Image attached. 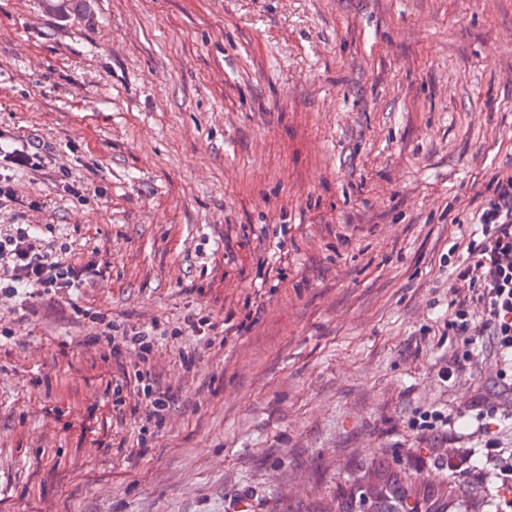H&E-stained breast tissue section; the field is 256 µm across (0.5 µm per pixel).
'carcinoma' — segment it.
Returning <instances> with one entry per match:
<instances>
[{
	"label": "carcinoma",
	"instance_id": "carcinoma-1",
	"mask_svg": "<svg viewBox=\"0 0 512 512\" xmlns=\"http://www.w3.org/2000/svg\"><path fill=\"white\" fill-rule=\"evenodd\" d=\"M479 497L444 472L412 476L385 459L357 466L336 488V503L303 512H482Z\"/></svg>",
	"mask_w": 512,
	"mask_h": 512
}]
</instances>
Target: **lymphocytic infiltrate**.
<instances>
[{"instance_id": "1", "label": "lymphocytic infiltrate", "mask_w": 512, "mask_h": 512, "mask_svg": "<svg viewBox=\"0 0 512 512\" xmlns=\"http://www.w3.org/2000/svg\"><path fill=\"white\" fill-rule=\"evenodd\" d=\"M488 191L477 215L481 236L469 240L467 257L455 271V281L466 283L469 291L453 300L455 311L448 325L461 347L449 354L442 374L449 378L463 371L479 357V338L491 337L500 395L512 403V172L496 174ZM86 273V267L71 261L67 250H46L31 225L20 224L0 235L1 297L29 301L44 294L58 295L83 284ZM100 339L105 346L102 361H116L127 355L136 359L132 372L124 374L122 385L132 388L138 398L142 430L162 424L176 395L152 371L159 347L155 329L111 320Z\"/></svg>"}]
</instances>
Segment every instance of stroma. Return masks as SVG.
<instances>
[{"instance_id":"obj_1","label":"stroma","mask_w":512,"mask_h":512,"mask_svg":"<svg viewBox=\"0 0 512 512\" xmlns=\"http://www.w3.org/2000/svg\"><path fill=\"white\" fill-rule=\"evenodd\" d=\"M89 2L0 0V148L40 160L9 167L0 231L38 225L89 268L0 299V512H296L365 460L430 472L449 445L414 419L480 400L512 448L484 364L438 377L452 269L512 171V0ZM248 301L243 335L182 330ZM103 315L157 324L177 394L137 457ZM217 324L211 321L209 315L195 314L188 318L187 329L197 338L198 341L203 342L204 345H211L213 342L211 332L217 329Z\"/></svg>"}]
</instances>
